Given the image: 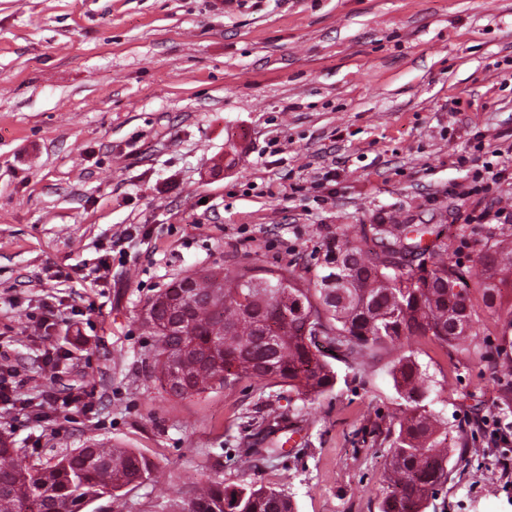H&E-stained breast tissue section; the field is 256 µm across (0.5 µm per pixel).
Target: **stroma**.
I'll return each mask as SVG.
<instances>
[{"mask_svg":"<svg viewBox=\"0 0 512 512\" xmlns=\"http://www.w3.org/2000/svg\"><path fill=\"white\" fill-rule=\"evenodd\" d=\"M506 71L512 0H0V382L75 399L0 415V438L35 465L92 441L154 460L94 512H166L210 477L380 512L392 354L335 362L313 401L250 380L178 399L145 367L141 311L201 269L313 277L380 222L445 228L475 268L478 215L512 210L491 178L512 169ZM402 344L450 436L473 435L434 512H512V447L473 422L500 415L488 362ZM267 412L287 452L244 468Z\"/></svg>","mask_w":512,"mask_h":512,"instance_id":"obj_1","label":"stroma"}]
</instances>
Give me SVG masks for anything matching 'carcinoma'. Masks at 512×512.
Returning <instances> with one entry per match:
<instances>
[{"label":"carcinoma","instance_id":"obj_1","mask_svg":"<svg viewBox=\"0 0 512 512\" xmlns=\"http://www.w3.org/2000/svg\"><path fill=\"white\" fill-rule=\"evenodd\" d=\"M375 247L345 240L327 247L321 272L305 280L293 270L243 265L231 272H194L195 296L183 299L186 337L164 330L154 339L151 376L167 388L171 358L182 342L195 355L184 359L189 382L178 396L214 389L209 381L224 370L228 388L244 379L265 387L286 386L319 397L337 382L332 364L314 341L320 332L333 358L367 367L398 349L404 336H417L466 358L485 360L490 338L477 331L486 309L512 326V237L480 249L482 278L470 284L443 230L430 224H373ZM433 237L431 244L424 237ZM178 280L160 289L146 306L163 317L178 294ZM491 370L502 381L503 414L512 411V358ZM394 388L406 407L389 432L386 495L380 512H427L448 484V420L427 402L430 387L414 352L390 366ZM155 469L147 456L92 443L53 461L30 465L0 440V512H85L105 495L117 502L123 491L148 480ZM172 512H293L275 486L249 482L226 486L209 480L176 498Z\"/></svg>","mask_w":512,"mask_h":512}]
</instances>
